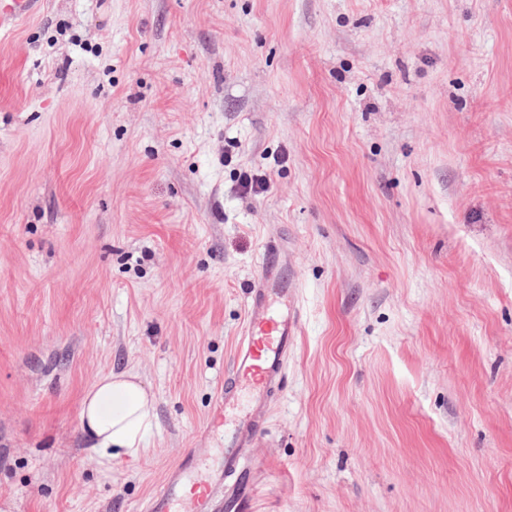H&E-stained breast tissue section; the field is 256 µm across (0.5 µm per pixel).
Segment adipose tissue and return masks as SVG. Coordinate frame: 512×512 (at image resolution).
<instances>
[{
	"label": "adipose tissue",
	"mask_w": 512,
	"mask_h": 512,
	"mask_svg": "<svg viewBox=\"0 0 512 512\" xmlns=\"http://www.w3.org/2000/svg\"><path fill=\"white\" fill-rule=\"evenodd\" d=\"M155 396L137 374L110 373L86 391L79 412L80 431L102 472L114 460L138 458L155 422Z\"/></svg>",
	"instance_id": "ef3b65f1"
}]
</instances>
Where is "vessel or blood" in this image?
<instances>
[{
	"instance_id": "obj_1",
	"label": "vessel or blood",
	"mask_w": 512,
	"mask_h": 512,
	"mask_svg": "<svg viewBox=\"0 0 512 512\" xmlns=\"http://www.w3.org/2000/svg\"><path fill=\"white\" fill-rule=\"evenodd\" d=\"M36 3L0 0V22L29 17ZM299 325L295 292L282 288L279 254L268 249L249 293L246 325L231 372L211 416V427L224 429V448L214 452L209 436H200L168 470L145 512H246L255 491L250 461L259 418L271 389L284 381Z\"/></svg>"
}]
</instances>
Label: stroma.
<instances>
[{"label":"stroma","instance_id":"1","mask_svg":"<svg viewBox=\"0 0 512 512\" xmlns=\"http://www.w3.org/2000/svg\"><path fill=\"white\" fill-rule=\"evenodd\" d=\"M270 245L301 322L252 512H512V0H40L0 26V512H143ZM113 371L156 424L104 475L79 410Z\"/></svg>","mask_w":512,"mask_h":512}]
</instances>
